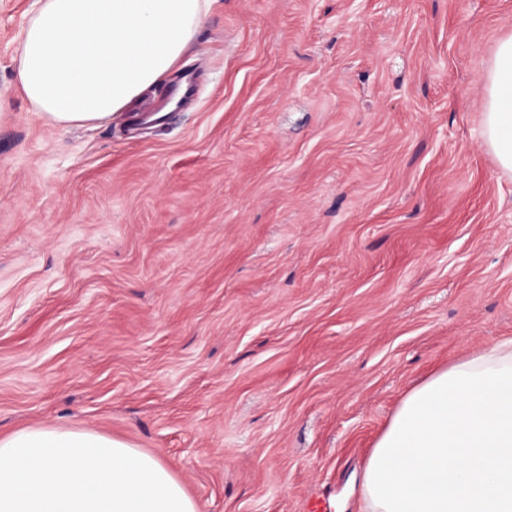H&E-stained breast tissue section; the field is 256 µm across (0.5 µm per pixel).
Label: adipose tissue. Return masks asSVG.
Segmentation results:
<instances>
[{
  "label": "adipose tissue",
  "instance_id": "1",
  "mask_svg": "<svg viewBox=\"0 0 512 512\" xmlns=\"http://www.w3.org/2000/svg\"><path fill=\"white\" fill-rule=\"evenodd\" d=\"M212 0H35L16 83L61 126L106 121L169 72ZM482 138L512 176V33L485 75ZM362 512H512V339L440 369L401 400L360 479ZM0 512H197L169 468L85 429L0 437Z\"/></svg>",
  "mask_w": 512,
  "mask_h": 512
}]
</instances>
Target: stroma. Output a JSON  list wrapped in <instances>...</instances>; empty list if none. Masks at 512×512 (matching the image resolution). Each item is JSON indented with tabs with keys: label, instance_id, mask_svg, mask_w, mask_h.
Instances as JSON below:
<instances>
[{
	"label": "stroma",
	"instance_id": "1",
	"mask_svg": "<svg viewBox=\"0 0 512 512\" xmlns=\"http://www.w3.org/2000/svg\"><path fill=\"white\" fill-rule=\"evenodd\" d=\"M31 4L0 0V436L124 440L198 512H359L402 398L512 338V0H213L80 128L16 86ZM481 133L500 170L512 176V33L497 41L487 67Z\"/></svg>",
	"mask_w": 512,
	"mask_h": 512
}]
</instances>
